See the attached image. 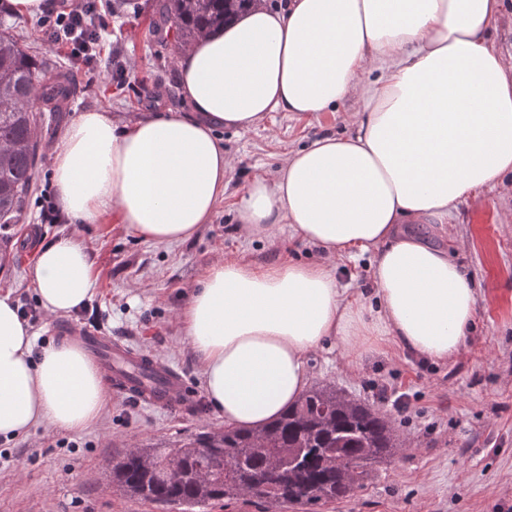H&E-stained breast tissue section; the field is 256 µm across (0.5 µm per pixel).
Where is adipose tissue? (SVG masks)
Returning <instances> with one entry per match:
<instances>
[{
	"label": "adipose tissue",
	"instance_id": "obj_1",
	"mask_svg": "<svg viewBox=\"0 0 512 512\" xmlns=\"http://www.w3.org/2000/svg\"><path fill=\"white\" fill-rule=\"evenodd\" d=\"M502 0H279L259 5L179 56L190 109L120 126L84 111L51 158L56 201L85 224L112 214L126 233L180 243L210 223L235 167L217 129L248 130L272 112H333L357 99L342 134L321 133L272 177L237 195L240 234L274 259L212 263L179 322L207 401L230 427L279 418L310 379L309 358L336 341L349 366L395 346L445 363L466 350L478 288L447 249L412 232H447L485 190L512 193V53L492 34ZM323 259L288 258L276 234ZM372 253L370 295L342 287L331 262ZM71 236L43 242L31 268L42 307L65 315L94 293ZM35 337L0 295V439L38 425L79 430L107 406L103 375L76 345Z\"/></svg>",
	"mask_w": 512,
	"mask_h": 512
}]
</instances>
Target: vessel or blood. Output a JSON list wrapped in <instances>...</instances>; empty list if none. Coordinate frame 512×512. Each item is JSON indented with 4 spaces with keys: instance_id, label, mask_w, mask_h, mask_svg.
Here are the masks:
<instances>
[{
    "instance_id": "obj_1",
    "label": "vessel or blood",
    "mask_w": 512,
    "mask_h": 512,
    "mask_svg": "<svg viewBox=\"0 0 512 512\" xmlns=\"http://www.w3.org/2000/svg\"><path fill=\"white\" fill-rule=\"evenodd\" d=\"M80 339L115 390L166 411L186 412L197 407L196 392L178 371L161 361L138 356L121 342L91 331L81 332Z\"/></svg>"
}]
</instances>
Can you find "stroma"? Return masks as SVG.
Listing matches in <instances>:
<instances>
[{
	"instance_id": "obj_1",
	"label": "stroma",
	"mask_w": 512,
	"mask_h": 512,
	"mask_svg": "<svg viewBox=\"0 0 512 512\" xmlns=\"http://www.w3.org/2000/svg\"><path fill=\"white\" fill-rule=\"evenodd\" d=\"M159 4L136 0L135 7L112 15L103 50L116 52L123 77L92 80L75 71L62 123L91 109L110 113L121 126L148 111H188L179 91L176 29L149 33ZM0 18L36 59L72 69L65 53L43 42L37 16L6 11ZM356 109L350 101L339 111L310 117L274 112L249 131L219 129L225 151L236 160L231 193L219 202L211 223L178 244L141 241L108 215L97 224L42 223L41 201L54 192L50 155L59 136L38 127L39 176L20 222L0 228V243L19 252L15 264L0 269V295L37 304L30 270L38 246L76 235L92 263L96 290L90 303L99 312L98 333L160 359L200 387V367L178 311L212 262L227 255L259 263L271 258L262 240L239 235L235 190L254 176L270 175L315 134L345 131L343 116ZM422 233L448 249L478 286L477 319L465 354L441 364L385 346L368 353L352 372L342 351L328 342L310 359L313 382L334 384L394 422L402 440L398 453L379 464L363 488L334 502L311 507L239 499L206 506L205 512H512V195L483 192L459 206L446 235L431 226ZM381 385L406 393V410L380 400ZM223 426L204 401L186 414L108 394L104 415L85 429L38 426L0 440V452L9 457L0 464V512H182L180 506L142 501L113 487L112 462L131 448H165Z\"/></svg>"
}]
</instances>
